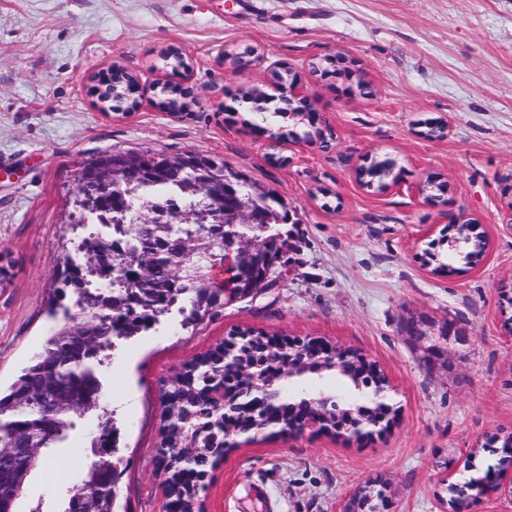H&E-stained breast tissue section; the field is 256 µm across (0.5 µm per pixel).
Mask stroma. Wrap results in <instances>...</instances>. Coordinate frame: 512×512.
<instances>
[{
  "mask_svg": "<svg viewBox=\"0 0 512 512\" xmlns=\"http://www.w3.org/2000/svg\"><path fill=\"white\" fill-rule=\"evenodd\" d=\"M180 49L173 73L160 55ZM254 48L239 69L234 54ZM139 80L136 105L103 108L96 80L112 66ZM288 69L331 126L329 147L306 138L272 164L241 99L257 86L282 102L270 74ZM367 94L354 89L356 80ZM184 88L183 110L153 104L158 84ZM449 126L441 140L425 124ZM194 151L281 197L283 277L187 324L178 313L117 342L99 375V408L35 469L18 512H64L93 461L102 416L120 432L118 512H165L157 467L164 378L237 329L321 337L374 361L393 422L364 439L266 432L231 449L206 492L207 512H342L367 481L390 486L388 512H442L467 465H497L490 434L512 431V338L501 284L512 287V0H0V387L39 353L62 302L82 317L59 273L90 228L73 192L105 151ZM396 164L399 182L363 189L355 168ZM445 181L444 206L416 192ZM465 214L488 241L481 261L438 272L436 254ZM437 333L424 359L408 319Z\"/></svg>",
  "mask_w": 512,
  "mask_h": 512,
  "instance_id": "35a3bbf8",
  "label": "stroma"
}]
</instances>
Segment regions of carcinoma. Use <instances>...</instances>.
<instances>
[{"instance_id": "obj_1", "label": "carcinoma", "mask_w": 512, "mask_h": 512, "mask_svg": "<svg viewBox=\"0 0 512 512\" xmlns=\"http://www.w3.org/2000/svg\"><path fill=\"white\" fill-rule=\"evenodd\" d=\"M178 103V89L163 85L158 92V108L164 110ZM194 159L207 168L212 182L208 192L190 190L188 169L182 172L166 169L163 160L144 157L133 151L105 152L91 162L93 167L111 164L123 166L125 180L120 190L105 195L112 215L111 230L105 236L91 235L81 242L86 261L66 258L62 282L74 288L77 304L86 316L79 322L64 317V322L45 340L41 353L27 365L7 391H0V447L7 446L19 432L36 437V463L45 461L47 451L62 442L67 432L75 427L73 417H82L97 409V405H71L54 419L23 406L20 396L27 391H38L47 385L81 390L75 396L101 393L102 381L97 366L102 354L136 330L159 320V317L178 307L185 319L196 321L220 301H230L237 284L218 283L211 279V267L224 260V248L211 243L207 251L197 253L154 256L151 245L168 235L202 238L207 226L218 224L224 218L225 181L235 184L239 194L253 193L263 197L261 214L268 223L237 226V231H257V237L268 239L276 235L274 226L284 206L274 193L257 189L238 178L237 174L214 159L194 154ZM145 215L149 223H139ZM115 242L122 243L124 253L112 265L94 264L93 254L107 249ZM97 274L104 282L112 283V291L88 287V273ZM224 368V344L219 343L197 355L181 371L163 384L162 403L164 424L160 447L180 448L188 442L185 452L192 456V464L175 463L167 478L169 512H199L198 499L202 493L200 480L212 463L213 439L223 441L246 434L255 425L248 413L220 416L212 412L209 398L199 381L203 372L217 374ZM102 434L93 447L104 450L101 459L112 477H117L114 461L116 440L110 420L100 422ZM98 467L89 465L84 479L87 487L82 512H116V494L95 489Z\"/></svg>"}]
</instances>
